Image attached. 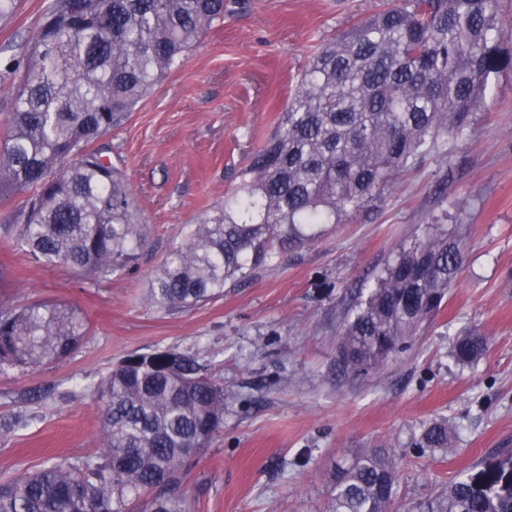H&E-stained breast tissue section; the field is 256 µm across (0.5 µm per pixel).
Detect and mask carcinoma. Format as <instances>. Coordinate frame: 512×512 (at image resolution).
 I'll return each mask as SVG.
<instances>
[{"mask_svg":"<svg viewBox=\"0 0 512 512\" xmlns=\"http://www.w3.org/2000/svg\"><path fill=\"white\" fill-rule=\"evenodd\" d=\"M53 0L28 49L11 60V112L0 141V200L25 199L7 233L45 264L91 283L131 274L145 242L134 193L94 142L119 126L200 39L224 19V0ZM499 0H393L324 44L240 183L185 225L145 300L189 309L250 281L291 246L364 206L446 136L465 143L489 79L512 69ZM462 244L428 224L352 304L336 345L346 376L411 347L448 296ZM62 302L18 305L0 294V374L67 359L89 335ZM488 338L460 331L451 355L470 365ZM102 402L101 446L0 480V512H191L183 485L192 457L224 428L229 393L196 355L133 353L81 388ZM33 411L0 421L27 428ZM414 447L448 450V423L420 426ZM399 462L364 448L337 465L326 512H391ZM416 512H512V450L448 481Z\"/></svg>","mask_w":512,"mask_h":512,"instance_id":"carcinoma-1","label":"carcinoma"}]
</instances>
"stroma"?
<instances>
[{
	"label": "stroma",
	"mask_w": 512,
	"mask_h": 512,
	"mask_svg": "<svg viewBox=\"0 0 512 512\" xmlns=\"http://www.w3.org/2000/svg\"><path fill=\"white\" fill-rule=\"evenodd\" d=\"M52 0H16L0 16V74L22 56ZM384 0H233L224 19L102 136L135 193L148 244L134 274L95 286L35 261L3 231L23 194L0 202V266L15 303L60 301L91 331L67 359L0 377V416L29 405L31 426L0 437V477L99 446V407L77 394L127 355L191 350L232 394L224 428L184 488L194 512H324L335 464L384 443L399 456V512L500 450H512V70L492 79L467 144L442 140L359 211L222 297L159 313L143 299L182 228L233 188L273 131L314 51ZM461 238L465 261L431 327L381 369L337 373L344 312L433 218ZM489 339L473 366L450 351L456 331ZM448 421V452L411 441Z\"/></svg>",
	"instance_id": "1"
}]
</instances>
